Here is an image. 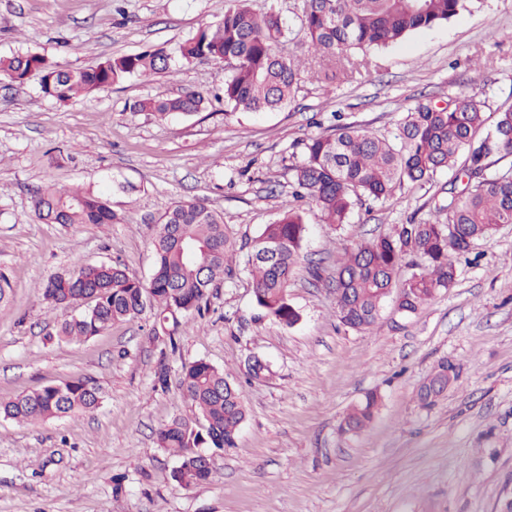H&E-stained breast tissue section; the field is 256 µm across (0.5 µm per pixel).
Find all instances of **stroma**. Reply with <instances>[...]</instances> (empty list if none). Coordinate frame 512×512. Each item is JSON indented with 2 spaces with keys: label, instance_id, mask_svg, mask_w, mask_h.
Here are the masks:
<instances>
[{
  "label": "stroma",
  "instance_id": "obj_1",
  "mask_svg": "<svg viewBox=\"0 0 512 512\" xmlns=\"http://www.w3.org/2000/svg\"><path fill=\"white\" fill-rule=\"evenodd\" d=\"M303 0H251L293 31L279 45L305 67L287 108L254 114L217 100L228 74L197 60L174 72L58 102L38 77H0V273L13 293L0 308V397L77 377L104 400L92 412L36 423L0 420V512H499L512 495V225L475 246L459 276L416 314L385 303L375 326L336 316L329 284L346 249L448 198L449 174L407 184L385 204L354 207L324 223L304 203L309 236L290 299L301 318L286 327L253 302L243 265L210 296L175 342L153 338L152 310L81 342L59 339L68 308L38 288L74 261L118 264L149 280L155 221L176 200L220 213L247 245L290 196L305 142L350 124L391 135L408 109L461 93L487 111L512 102V0H481L449 23L368 54L343 81L317 82L299 16ZM232 0H0V57L32 50L72 68L149 48L176 51L217 24ZM481 67H474V60ZM189 87L202 111L164 119L132 111L145 98ZM45 183L104 195L116 224H45L34 190ZM129 191H122V184ZM261 358L265 378L250 379ZM459 368L438 403L417 400L437 363ZM203 359L240 388L247 419L235 447L214 452L210 481L172 478L180 456L156 432L194 417L178 387L182 365ZM168 367L167 386L155 373ZM382 396L355 436L339 424L366 392Z\"/></svg>",
  "mask_w": 512,
  "mask_h": 512
}]
</instances>
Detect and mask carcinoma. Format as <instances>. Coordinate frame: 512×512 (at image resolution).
Returning a JSON list of instances; mask_svg holds the SVG:
<instances>
[{
  "instance_id": "1",
  "label": "carcinoma",
  "mask_w": 512,
  "mask_h": 512,
  "mask_svg": "<svg viewBox=\"0 0 512 512\" xmlns=\"http://www.w3.org/2000/svg\"><path fill=\"white\" fill-rule=\"evenodd\" d=\"M234 7L213 28H206L178 47L179 58L227 61L224 104L232 110L269 112L287 106L300 91L301 64L278 51L291 31L270 10L258 13L251 0ZM476 0H303L301 27L309 51L321 62L336 64L346 75L357 52L387 48L410 34L442 25L475 5ZM165 49L109 56L79 70L58 66L35 52L0 58V76L23 83L40 77L43 94L66 102L130 77L148 78L171 70ZM205 98L186 89L166 99H144L135 112L160 118L191 115ZM512 156V104L487 113L475 96L459 94L442 104L419 103L396 126L391 138L350 125L304 143L303 160L292 166L296 190L272 223L264 225L247 253L254 301L266 316L291 326L300 317L290 302V287L301 259L308 227L295 202L314 203L325 223H346L356 204L385 203L404 183L423 185L437 173L454 171L447 203L437 207L446 220L422 219L396 224L392 231L347 250L336 263L331 285L336 316L351 328L367 330L378 319L384 300L396 293L395 306L404 315L416 313L458 276L455 258L478 241H490L498 229L512 224V168L488 173L493 159ZM34 212L50 224H115L117 214L93 192L61 190L51 184L36 189ZM155 269L143 282L117 264L77 263L40 285L53 307L85 304L64 320L57 336L81 341L101 334L112 323L131 319L146 307L154 310L153 333L173 337L182 320L200 314L211 292L232 275L236 245L224 230L222 216L197 201L179 200L156 221L153 238ZM458 379L456 364L440 361L417 392L430 409L444 387ZM179 389L197 412L195 419L175 417L157 432L160 447L183 452L174 480L189 488L207 482L212 473L194 464V448L222 450L236 445L246 418L239 388L224 371L198 360L182 367ZM101 388L78 377L45 385L12 399H0V418L20 423L62 418L96 409ZM381 403L376 391L364 394L339 425L343 435L357 434L373 421Z\"/></svg>"
}]
</instances>
